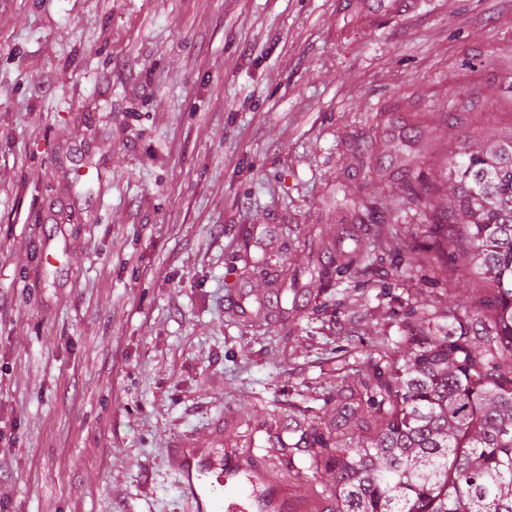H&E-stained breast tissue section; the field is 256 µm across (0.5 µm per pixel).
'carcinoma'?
<instances>
[{"label": "carcinoma", "mask_w": 512, "mask_h": 512, "mask_svg": "<svg viewBox=\"0 0 512 512\" xmlns=\"http://www.w3.org/2000/svg\"><path fill=\"white\" fill-rule=\"evenodd\" d=\"M456 155L448 223L428 225L424 248L460 261L479 297L411 311L403 336L376 344L340 422L288 423L308 468L334 476L335 512H512V137L467 135Z\"/></svg>", "instance_id": "carcinoma-1"}]
</instances>
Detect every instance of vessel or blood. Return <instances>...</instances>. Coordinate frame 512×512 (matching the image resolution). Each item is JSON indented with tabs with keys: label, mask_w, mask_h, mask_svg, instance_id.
Wrapping results in <instances>:
<instances>
[{
	"label": "vessel or blood",
	"mask_w": 512,
	"mask_h": 512,
	"mask_svg": "<svg viewBox=\"0 0 512 512\" xmlns=\"http://www.w3.org/2000/svg\"><path fill=\"white\" fill-rule=\"evenodd\" d=\"M177 457L182 492L196 501L199 512H223L224 494L220 486L209 479L215 468L210 455L195 448H181ZM226 473L231 478L241 477L238 493L251 500L254 512H287L288 497L281 483L274 481L268 471L230 461L226 464Z\"/></svg>",
	"instance_id": "b4317fda"
}]
</instances>
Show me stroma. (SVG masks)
<instances>
[{
  "instance_id": "35a3bbf8",
  "label": "stroma",
  "mask_w": 512,
  "mask_h": 512,
  "mask_svg": "<svg viewBox=\"0 0 512 512\" xmlns=\"http://www.w3.org/2000/svg\"><path fill=\"white\" fill-rule=\"evenodd\" d=\"M466 134L512 135V0H0V512H196L179 448L331 512L285 427L446 306Z\"/></svg>"
}]
</instances>
